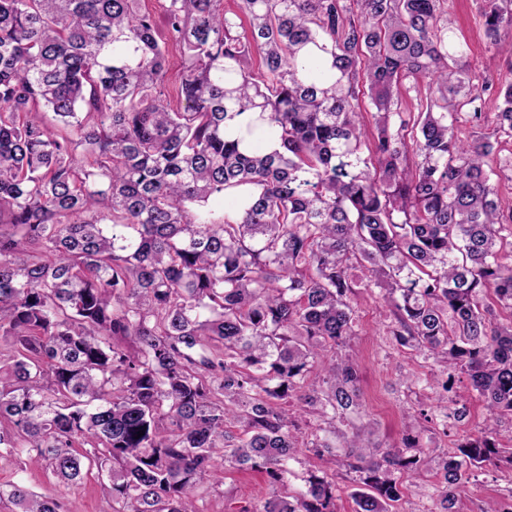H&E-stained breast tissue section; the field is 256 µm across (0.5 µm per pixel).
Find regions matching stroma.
<instances>
[{
	"mask_svg": "<svg viewBox=\"0 0 512 512\" xmlns=\"http://www.w3.org/2000/svg\"><path fill=\"white\" fill-rule=\"evenodd\" d=\"M484 0H448V16L457 34L468 43L466 64L477 81L499 84L512 80V57L497 51L486 37L482 11ZM350 276L358 286L351 303L356 311V336L340 353L355 359L360 366L363 408L360 415L337 421V433L360 434L363 444L387 448L399 443L408 411L425 408L430 421L420 422L418 429L424 442L433 450L435 463L420 473L415 486L405 491L393 512H441L440 480L436 462L455 450L466 437L477 435L485 427L494 428L501 437L512 435V417L488 421L487 412L476 393L458 382L466 415L452 426H445L444 416L436 403L442 393V377L437 365L426 353L397 345L389 333L393 317L384 307L379 288L361 287V269ZM287 409L298 426L303 443L297 460L290 465L288 489L302 488L309 473L324 474L336 483L337 512H353L349 496L352 478L332 457H319L306 448L322 420L318 414L295 397ZM18 483L46 497L58 499L63 512H112L111 499L96 476H89L75 492L64 493L45 468L28 464L25 458L0 452V484ZM272 495L266 474L249 469L216 467L201 481L196 492L199 512H255ZM512 503V463L498 462L479 470L458 495L456 512H482L489 502Z\"/></svg>",
	"mask_w": 512,
	"mask_h": 512,
	"instance_id": "35a3bbf8",
	"label": "stroma"
}]
</instances>
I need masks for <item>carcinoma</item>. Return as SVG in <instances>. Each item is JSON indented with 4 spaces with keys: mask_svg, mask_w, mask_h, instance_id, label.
Here are the masks:
<instances>
[{
    "mask_svg": "<svg viewBox=\"0 0 512 512\" xmlns=\"http://www.w3.org/2000/svg\"><path fill=\"white\" fill-rule=\"evenodd\" d=\"M445 2L164 0L162 40L140 0H0V448L66 489L97 471L112 512H198L218 464L285 485L292 393L331 427L361 408L358 364L334 356L355 264L400 345L512 416V207L461 129L492 95L512 138V81L474 86ZM483 16L511 53L512 0ZM404 80L425 83L416 112ZM401 443L310 448L340 450L355 512H390L431 461L414 422ZM506 456L492 429L459 444L444 512ZM335 491L312 473L258 512H335ZM7 503L62 509L19 484Z\"/></svg>",
    "mask_w": 512,
    "mask_h": 512,
    "instance_id": "1",
    "label": "carcinoma"
}]
</instances>
